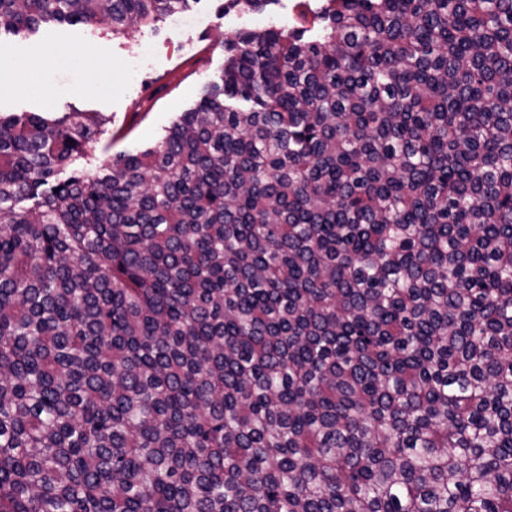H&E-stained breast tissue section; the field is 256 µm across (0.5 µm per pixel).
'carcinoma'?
I'll return each instance as SVG.
<instances>
[{"mask_svg": "<svg viewBox=\"0 0 512 512\" xmlns=\"http://www.w3.org/2000/svg\"><path fill=\"white\" fill-rule=\"evenodd\" d=\"M311 15L93 174L104 113L0 114V512H512V0Z\"/></svg>", "mask_w": 512, "mask_h": 512, "instance_id": "carcinoma-1", "label": "carcinoma"}]
</instances>
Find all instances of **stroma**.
<instances>
[{"label": "stroma", "mask_w": 512, "mask_h": 512, "mask_svg": "<svg viewBox=\"0 0 512 512\" xmlns=\"http://www.w3.org/2000/svg\"><path fill=\"white\" fill-rule=\"evenodd\" d=\"M223 2L198 0L190 25L166 18L125 36L86 24L1 34L0 112L99 111L117 134L113 151L152 147L219 78L230 30ZM304 22L299 0H273L263 12L244 14L241 26Z\"/></svg>", "instance_id": "obj_1"}]
</instances>
